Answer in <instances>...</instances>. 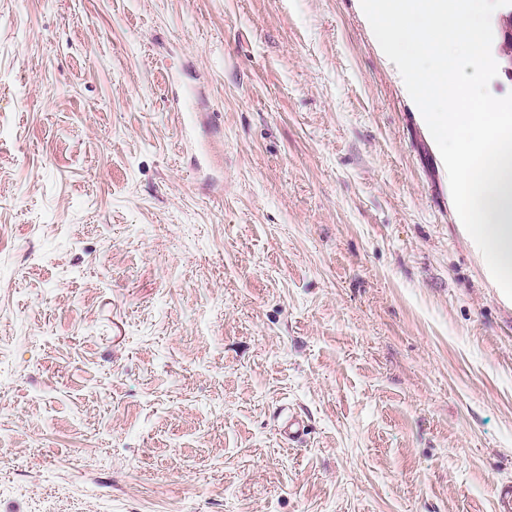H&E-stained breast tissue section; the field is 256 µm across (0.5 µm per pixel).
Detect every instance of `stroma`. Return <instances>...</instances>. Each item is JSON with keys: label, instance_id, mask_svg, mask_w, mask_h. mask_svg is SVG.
<instances>
[{"label": "stroma", "instance_id": "1", "mask_svg": "<svg viewBox=\"0 0 512 512\" xmlns=\"http://www.w3.org/2000/svg\"><path fill=\"white\" fill-rule=\"evenodd\" d=\"M506 481L512 300L359 0H0V512Z\"/></svg>", "mask_w": 512, "mask_h": 512}]
</instances>
